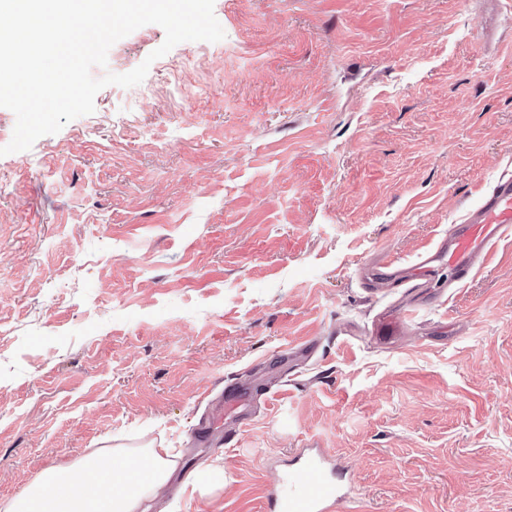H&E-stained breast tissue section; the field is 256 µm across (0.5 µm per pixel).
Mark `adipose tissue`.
<instances>
[{"instance_id": "1", "label": "adipose tissue", "mask_w": 512, "mask_h": 512, "mask_svg": "<svg viewBox=\"0 0 512 512\" xmlns=\"http://www.w3.org/2000/svg\"><path fill=\"white\" fill-rule=\"evenodd\" d=\"M171 457L168 448L93 453L76 465L44 472L33 489L6 503L5 512H149L171 478ZM136 458L149 465L147 479L129 478L125 466Z\"/></svg>"}]
</instances>
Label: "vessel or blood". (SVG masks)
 I'll list each match as a JSON object with an SVG mask.
<instances>
[{"label": "vessel or blood", "mask_w": 512, "mask_h": 512, "mask_svg": "<svg viewBox=\"0 0 512 512\" xmlns=\"http://www.w3.org/2000/svg\"><path fill=\"white\" fill-rule=\"evenodd\" d=\"M512 236V175L508 174L482 191L477 205L467 211L458 223L450 225L447 235L440 237L412 266L400 264L388 254H380L365 286L377 291L390 285H417L431 279L435 269L448 266L454 285L468 282L485 266L499 242ZM247 384L237 383L224 390L222 408L203 422L194 434L195 441L209 440L225 412L239 411L243 400L251 395ZM263 497L268 512H337L352 508L353 501L343 491L338 471L331 468L321 449L302 452L294 467L278 475L274 483L265 485Z\"/></svg>", "instance_id": "1"}]
</instances>
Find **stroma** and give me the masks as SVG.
Returning a JSON list of instances; mask_svg holds the SVG:
<instances>
[{"instance_id": "obj_1", "label": "stroma", "mask_w": 512, "mask_h": 512, "mask_svg": "<svg viewBox=\"0 0 512 512\" xmlns=\"http://www.w3.org/2000/svg\"><path fill=\"white\" fill-rule=\"evenodd\" d=\"M93 114L0 156V505L51 467L174 449L163 512H263L298 449L346 463L367 512H512V238L413 298L360 269L415 264L512 173L503 0H215ZM115 43L125 73L161 45ZM405 320L378 343L384 313ZM313 342L311 354L295 349ZM276 395L198 448L225 383ZM213 470L224 485L184 487Z\"/></svg>"}]
</instances>
